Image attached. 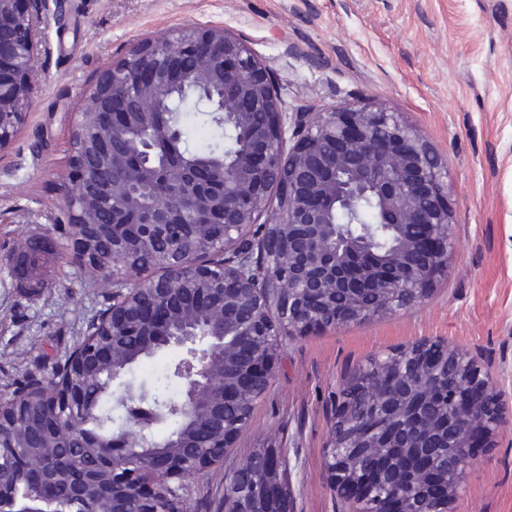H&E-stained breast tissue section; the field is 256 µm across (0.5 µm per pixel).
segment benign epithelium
<instances>
[{"instance_id":"1","label":"benign epithelium","mask_w":512,"mask_h":512,"mask_svg":"<svg viewBox=\"0 0 512 512\" xmlns=\"http://www.w3.org/2000/svg\"><path fill=\"white\" fill-rule=\"evenodd\" d=\"M46 0H9L0 13V150L14 138L31 100V63ZM195 95L211 111L224 116L229 128L252 127L247 148L233 149L209 164H193L171 153L150 164V139L175 138L171 113L163 103ZM266 113L263 125H252L254 113ZM112 124V136L126 139L128 155L137 158L129 174L112 180V221L126 224L139 243H148L168 224L187 213L207 214L219 232L202 238L193 253L159 258V275L136 280L112 262L114 287L112 334L150 322L158 328L173 316L224 303V314L244 304L250 317L199 330L188 326L152 341L154 350L192 351L198 361L178 372L186 390L177 407L185 414L199 409L223 424L221 437L203 424L196 438L204 455L189 461L159 456L133 462L118 449L127 446L126 431L113 440L112 495L132 493L150 512H184L170 491L224 459L246 430L251 413L232 426L224 424V405L247 409L264 396L254 382L271 383L283 337L303 336L315 328H341L372 318L388 317L408 307L402 293L427 300L437 276L448 267L453 239V207L448 198L447 171L419 127L382 106H339L330 111L302 112L293 140L286 138L283 113L274 85L248 44L218 27L187 25L139 41L128 54L103 70L86 96L70 140L76 143L88 119ZM86 153L112 161V145L97 140ZM118 163L122 159L114 160ZM155 171L171 186L141 205L133 185ZM376 211V223L360 224L365 204ZM71 222L86 224L88 200H64ZM267 216L258 238L248 232ZM396 231L401 238L386 257V267L402 269L399 280L381 269L375 248L380 233ZM222 267L221 287L187 288L185 281L205 268ZM370 288L371 304L336 317V294ZM463 363L448 401L455 414L461 446L460 468L467 469L475 449L484 446L503 417L496 407L491 377L463 350L444 342L416 341L398 359L426 356L435 363L443 356ZM110 359L109 351L86 348L78 362L91 368ZM378 391L360 375L342 379V394ZM52 404L74 405L80 397L55 387L42 391ZM348 421L343 403L330 426L329 444L346 448ZM95 475L72 467L61 477H42L46 484L45 512H51L53 486L62 480L74 492H84Z\"/></svg>"}]
</instances>
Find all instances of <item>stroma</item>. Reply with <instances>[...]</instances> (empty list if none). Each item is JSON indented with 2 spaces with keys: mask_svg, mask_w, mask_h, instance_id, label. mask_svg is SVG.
Wrapping results in <instances>:
<instances>
[{
  "mask_svg": "<svg viewBox=\"0 0 512 512\" xmlns=\"http://www.w3.org/2000/svg\"><path fill=\"white\" fill-rule=\"evenodd\" d=\"M34 93L0 150V398L50 379L112 303L111 279L73 263L62 188L70 133L97 75L139 39L213 25L246 41L285 114L376 105L421 128L448 170L447 270L426 303L285 341L272 385L223 463L188 481V512H224V474L258 448L286 453L289 512H339L326 464L341 378L415 341L465 351L508 422L476 449L448 512H512V0H49ZM177 351L134 384L179 397Z\"/></svg>",
  "mask_w": 512,
  "mask_h": 512,
  "instance_id": "1",
  "label": "stroma"
}]
</instances>
